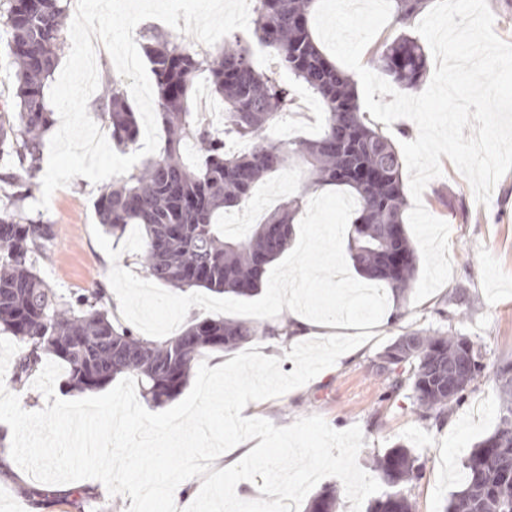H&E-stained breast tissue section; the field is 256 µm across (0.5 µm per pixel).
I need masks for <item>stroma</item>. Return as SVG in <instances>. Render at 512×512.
Listing matches in <instances>:
<instances>
[{
    "label": "stroma",
    "instance_id": "35a3bbf8",
    "mask_svg": "<svg viewBox=\"0 0 512 512\" xmlns=\"http://www.w3.org/2000/svg\"><path fill=\"white\" fill-rule=\"evenodd\" d=\"M297 101L289 119L292 138L316 137L323 122V107L301 83H293ZM299 162L291 161L281 172L259 184L247 207L225 214V222L254 224L286 197L304 192ZM442 174L424 189L426 210L450 226L449 256L452 276L436 293L421 303L404 298L389 303L374 336L355 348L353 355L320 372L310 382L283 396L249 403L247 416L264 418L283 427L295 420L318 415L337 430L359 426L363 447L360 467L374 473L375 459L394 445L407 446L422 463L423 478L408 487L414 512H443L447 498L457 491L463 465L474 445L491 434L497 423L500 399L494 384L481 379L474 391L450 411L448 421L437 425L419 418L412 391L403 388L388 395L374 375L378 355L399 334L411 330L455 328L481 347L488 368L512 359V171L496 183L489 205L477 203L468 181L450 159H442ZM101 184L74 178L54 192L44 222L53 224L54 238L35 266L41 277L62 296L80 288L108 283L112 265L140 278L148 273L139 256L122 251L111 262L96 242L93 204ZM466 289L468 302L458 306L454 295ZM453 320H445L444 312ZM38 482L19 466L0 473V512H32L33 505L21 485Z\"/></svg>",
    "mask_w": 512,
    "mask_h": 512
}]
</instances>
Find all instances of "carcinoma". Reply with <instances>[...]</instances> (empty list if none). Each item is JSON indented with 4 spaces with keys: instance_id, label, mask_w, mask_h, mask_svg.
Segmentation results:
<instances>
[{
    "instance_id": "obj_1",
    "label": "carcinoma",
    "mask_w": 512,
    "mask_h": 512,
    "mask_svg": "<svg viewBox=\"0 0 512 512\" xmlns=\"http://www.w3.org/2000/svg\"><path fill=\"white\" fill-rule=\"evenodd\" d=\"M314 2L254 0L250 40L230 33L216 53L199 52L178 36L156 34L144 45L156 80L164 147L107 185L94 211L113 236H122L129 224L144 228L141 259L161 285L255 295L266 267L288 249L303 197L286 198L242 237L225 233L224 213L248 204L258 182L292 159L303 165L306 186H336L353 196L348 250L362 276L396 301L417 279L418 256L405 228L402 157L390 138L365 122L354 80L317 46L309 27ZM392 2L395 23L407 27L428 0ZM6 4L0 26L9 36L14 94L0 109V152L14 153L20 170L5 175L16 191L0 205V327L23 344L14 380L24 384L52 356L65 363V385L73 391H95L118 377H132L146 403L162 406L180 395L207 353L235 351L257 330L245 321L204 318L151 339L113 321L102 285L64 301L40 276L34 256L45 252L54 229L28 217L24 204L39 187L44 135L53 124L45 87L64 50L69 0ZM253 44L273 52L272 68L255 64ZM371 62L402 91L415 89L427 71L424 48L405 34L380 43ZM201 76L222 104V131L198 109ZM287 76L323 104L324 125L314 140L273 142L263 136L293 112ZM123 86L122 79L112 78L101 107L112 143L126 150L136 144L139 125ZM379 359L387 392L411 385L420 417L440 423L485 370L481 348L452 331H406ZM451 367L464 377L450 392ZM492 381L501 398L499 423L472 450L464 483L444 512H512V361L498 365ZM376 468L389 491L374 500L370 512H413L405 488L422 478L418 459L398 445L378 457ZM89 502L99 504L98 512H112L95 489L79 490V506ZM336 506V491L326 488L306 512H336Z\"/></svg>"
}]
</instances>
